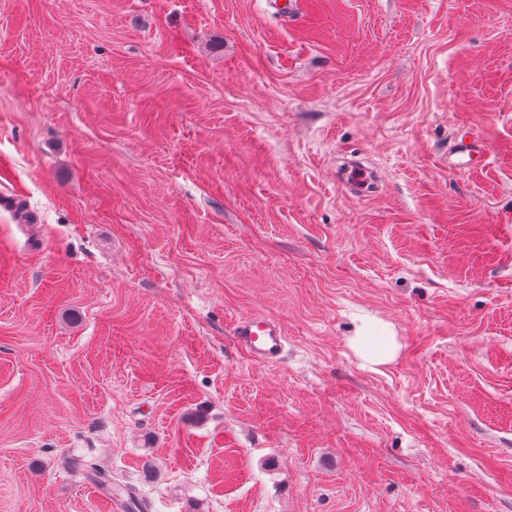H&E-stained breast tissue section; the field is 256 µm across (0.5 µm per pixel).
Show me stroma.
<instances>
[{
  "label": "stroma",
  "mask_w": 512,
  "mask_h": 512,
  "mask_svg": "<svg viewBox=\"0 0 512 512\" xmlns=\"http://www.w3.org/2000/svg\"><path fill=\"white\" fill-rule=\"evenodd\" d=\"M0 159V512H512V0H0ZM234 336L252 359L266 363L281 357L287 341L279 321L257 314L238 319L234 325ZM379 332L385 342L381 346H374L370 342V334ZM348 346L359 359L361 366L376 370V367L386 365L394 360L398 351V344L389 325L383 322L376 324L364 322L348 341Z\"/></svg>",
  "instance_id": "1"
}]
</instances>
